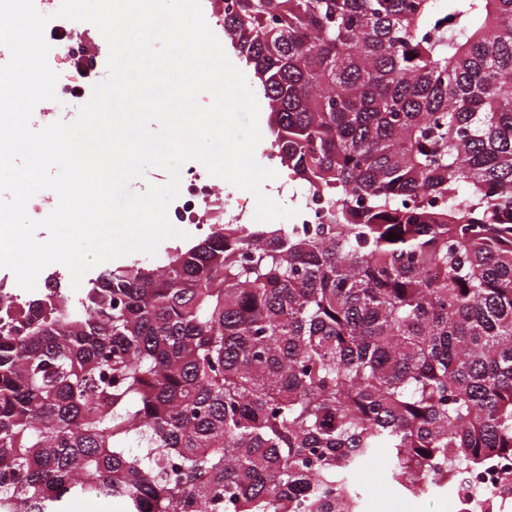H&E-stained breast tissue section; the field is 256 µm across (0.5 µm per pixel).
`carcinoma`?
<instances>
[{"mask_svg": "<svg viewBox=\"0 0 512 512\" xmlns=\"http://www.w3.org/2000/svg\"><path fill=\"white\" fill-rule=\"evenodd\" d=\"M439 2L213 0L325 222L0 298V512H360L380 456H512V0ZM112 508V510H111ZM73 512H125L124 504L112 497H101L78 502Z\"/></svg>", "mask_w": 512, "mask_h": 512, "instance_id": "cac0c4a2", "label": "carcinoma"}]
</instances>
